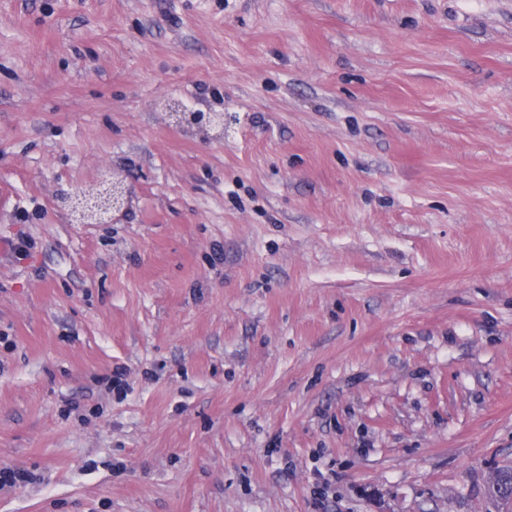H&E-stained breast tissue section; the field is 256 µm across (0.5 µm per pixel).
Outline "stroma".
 <instances>
[{"label": "stroma", "instance_id": "stroma-1", "mask_svg": "<svg viewBox=\"0 0 512 512\" xmlns=\"http://www.w3.org/2000/svg\"><path fill=\"white\" fill-rule=\"evenodd\" d=\"M506 466L512 0H0V512H496ZM175 115L181 122H185L188 124L194 125H208V126H218L224 124V118L221 114L217 113H205V112H196L190 109L184 108L177 104L175 106ZM129 188L122 178L110 174L95 188L77 191L61 198L76 224H107L128 202Z\"/></svg>", "mask_w": 512, "mask_h": 512}]
</instances>
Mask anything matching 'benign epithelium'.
<instances>
[{
    "mask_svg": "<svg viewBox=\"0 0 512 512\" xmlns=\"http://www.w3.org/2000/svg\"><path fill=\"white\" fill-rule=\"evenodd\" d=\"M175 115L182 122L194 125L218 126L224 118L217 113L196 112L175 106ZM129 188L125 181L109 175L89 190L77 191L61 198V205L70 211L76 224H107L128 203Z\"/></svg>",
    "mask_w": 512,
    "mask_h": 512,
    "instance_id": "obj_1",
    "label": "benign epithelium"
}]
</instances>
